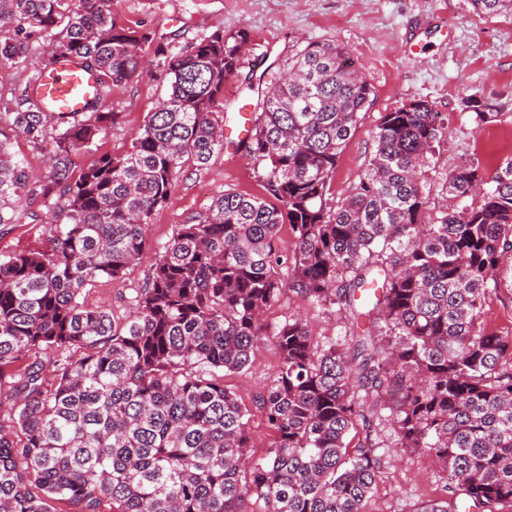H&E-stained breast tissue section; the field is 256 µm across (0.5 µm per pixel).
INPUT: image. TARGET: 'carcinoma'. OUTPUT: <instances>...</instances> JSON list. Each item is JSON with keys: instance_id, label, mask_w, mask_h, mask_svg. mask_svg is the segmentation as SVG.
<instances>
[{"instance_id": "1", "label": "carcinoma", "mask_w": 512, "mask_h": 512, "mask_svg": "<svg viewBox=\"0 0 512 512\" xmlns=\"http://www.w3.org/2000/svg\"><path fill=\"white\" fill-rule=\"evenodd\" d=\"M470 4L512 15V0ZM249 42L217 30L171 52L156 32L117 25L110 0H0V68L41 43L93 72L101 100L77 117L43 111L40 69L0 100V225L18 223L22 201L49 224L39 248L0 258V512H249L254 495L267 512H366L382 448H413L443 472L447 497L416 512L512 509V336L484 319L488 296L512 288V157L488 180L472 162L448 172L459 206L429 219L441 125L414 100L381 116L364 175L334 200L373 94L340 44L306 41L278 79L248 82L252 129L237 148L261 194L226 190L181 225L122 322L80 302L133 273L184 166L224 150V83ZM152 54L164 98L124 154L75 170L73 156L120 124L112 90ZM20 135L47 152L39 177L12 151ZM288 289L349 314L344 334L320 344L300 318L265 322ZM264 345L279 365L253 406L275 437L254 459L251 413L224 376Z\"/></svg>"}]
</instances>
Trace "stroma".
Masks as SVG:
<instances>
[{
	"instance_id": "obj_1",
	"label": "stroma",
	"mask_w": 512,
	"mask_h": 512,
	"mask_svg": "<svg viewBox=\"0 0 512 512\" xmlns=\"http://www.w3.org/2000/svg\"><path fill=\"white\" fill-rule=\"evenodd\" d=\"M111 9L117 24L167 35L174 52L219 28L248 31V68L266 83L277 77L296 43L336 42L350 49L372 86V104L339 157L331 180L334 197L347 196L362 177L381 116L415 99L428 101L444 127L429 157L432 206L454 207V199L441 191L450 170L474 161L489 175L512 155V17L478 15L469 0H112ZM165 93L156 66L114 89L112 107L120 112L121 124L91 150L78 153L76 169L87 168L104 154H123L131 132ZM479 112L491 113V120L476 123ZM228 189L261 192L251 162L232 143L207 165H189L181 171L169 201L152 218L134 273L89 286L82 295L84 304L124 318L123 297L143 283L156 254L181 224L205 213ZM20 211L19 223L0 226L2 257L35 248L45 237L44 225L29 218V206ZM291 316L307 320L318 342L343 331L342 320L322 314L309 299L288 291L268 309L266 319L278 322ZM277 367L275 351L265 346L246 371L224 378L225 386L252 411L256 457L265 454L273 432L253 411V397ZM445 496V481L428 456L395 448L384 458L366 510L416 512L423 502Z\"/></svg>"
}]
</instances>
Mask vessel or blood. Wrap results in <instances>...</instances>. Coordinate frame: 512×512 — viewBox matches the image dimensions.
I'll list each match as a JSON object with an SVG mask.
<instances>
[{
  "instance_id": "obj_1",
  "label": "vessel or blood",
  "mask_w": 512,
  "mask_h": 512,
  "mask_svg": "<svg viewBox=\"0 0 512 512\" xmlns=\"http://www.w3.org/2000/svg\"><path fill=\"white\" fill-rule=\"evenodd\" d=\"M38 98L44 111L80 115L97 99L96 77L72 59L59 60L40 79Z\"/></svg>"
}]
</instances>
